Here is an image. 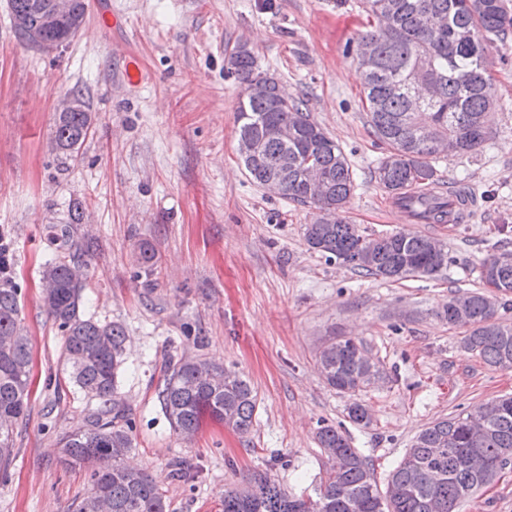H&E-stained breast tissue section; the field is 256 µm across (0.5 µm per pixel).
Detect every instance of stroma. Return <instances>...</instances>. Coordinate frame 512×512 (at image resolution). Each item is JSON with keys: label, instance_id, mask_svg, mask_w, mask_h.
<instances>
[{"label": "stroma", "instance_id": "obj_1", "mask_svg": "<svg viewBox=\"0 0 512 512\" xmlns=\"http://www.w3.org/2000/svg\"><path fill=\"white\" fill-rule=\"evenodd\" d=\"M104 5L121 26L100 21ZM364 23L358 0H95L71 43L43 53L17 42L0 0V238L33 355L28 411L0 468V512H73L92 493L88 471L62 463L58 448L98 403L75 393L42 302L52 227L75 201L90 220L77 233L93 242L83 310L126 331L118 392L134 421L128 462L151 476L170 512H222L224 490L253 472L317 498L324 425L346 431L385 486L422 429L512 394V368L487 366L464 348L466 328L440 316L455 291L481 289L476 269L488 254L512 250V36L489 48L491 136L477 153L435 163L440 183L472 196L471 217L427 224L395 208L371 177L387 147L364 110L354 52ZM240 43L343 149L355 173L348 220L374 237L442 241L439 276L390 282L310 251L304 228L315 208L249 180L237 150L242 88L224 75V55ZM130 56L150 79L119 96L112 88ZM73 87L93 125L64 164L52 136ZM144 244L156 252L149 271L138 263ZM335 337L362 342L381 370L374 384L355 394L326 384L317 358ZM182 358L250 380L258 409L248 435L209 418L189 439L171 429L157 393ZM355 401L369 408V426L349 420ZM175 460L186 462L187 479H174ZM460 512H512V466Z\"/></svg>", "mask_w": 512, "mask_h": 512}]
</instances>
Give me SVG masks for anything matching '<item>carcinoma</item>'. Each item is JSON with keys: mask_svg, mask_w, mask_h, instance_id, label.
<instances>
[{"mask_svg": "<svg viewBox=\"0 0 512 512\" xmlns=\"http://www.w3.org/2000/svg\"><path fill=\"white\" fill-rule=\"evenodd\" d=\"M13 29L23 45L36 16L31 5L50 0H9ZM366 30L356 45L370 44L375 66L362 70L364 104L373 134L388 146L373 170L378 185L411 217L446 224L451 211L439 197L416 192L438 181L434 162L448 144L449 154H472L486 142L492 124L495 90L488 74L491 37L512 33L507 0H360ZM77 13L61 18L49 32L68 41L83 26L84 0ZM254 52L239 44L224 58V77L243 87L237 112V142L248 176L263 187L279 184L278 195L318 210L305 225L310 250L358 273L399 281L435 277L446 258L435 259V239L403 232L370 238L342 216L355 188L350 164L336 142L303 108L266 78ZM68 96L77 106L55 120L54 149L64 159L79 152L92 127V113L79 91ZM85 207L73 203L68 219L54 224L56 253L44 264L42 301L62 332L63 361L78 390L100 401L86 428L60 440L62 461L93 466L94 492L75 512H168L169 503L142 470L124 465L132 449L133 424L125 409L111 401L124 364L125 331L116 322L100 323L80 314L90 244L74 239L86 223ZM479 279L502 295L512 294V250L485 258ZM498 299L483 292L457 293L448 299L444 318L450 326H468L465 348L490 367H512V324L497 317ZM352 339L330 342L318 361L327 383L340 393L360 391L380 369L357 355ZM32 352L19 319V290L12 272L0 276V464H9L12 431L24 417L29 398ZM158 399L173 430L193 436L207 413L240 435L250 433L257 398L250 382L236 372L201 360L180 359L169 366ZM348 417L369 425V409L354 403ZM484 431L472 430V419ZM433 422L415 438L380 492L373 469L334 426H322L317 442L327 458L323 490L316 500L288 493L266 472L255 473L243 489L229 488L223 512H458L460 503L512 464V396L495 398L477 416Z\"/></svg>", "mask_w": 512, "mask_h": 512, "instance_id": "1", "label": "carcinoma"}]
</instances>
